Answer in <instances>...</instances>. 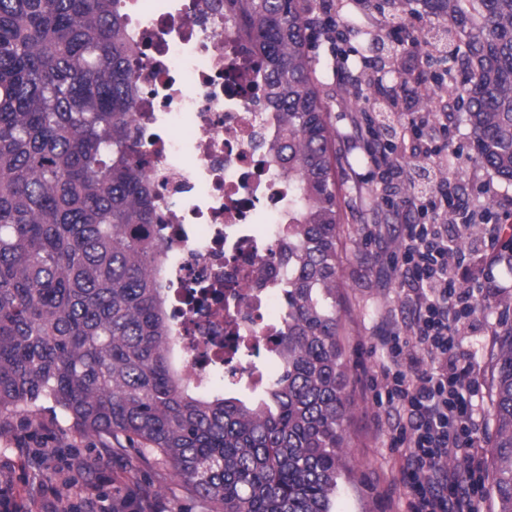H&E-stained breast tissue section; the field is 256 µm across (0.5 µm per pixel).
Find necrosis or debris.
<instances>
[{
    "mask_svg": "<svg viewBox=\"0 0 512 512\" xmlns=\"http://www.w3.org/2000/svg\"><path fill=\"white\" fill-rule=\"evenodd\" d=\"M137 102L132 130L177 263L169 274L182 335L205 378L224 344L245 341L237 375L259 383L286 298L269 250L285 234L291 187L272 159L281 115L266 73L224 0H120Z\"/></svg>",
    "mask_w": 512,
    "mask_h": 512,
    "instance_id": "1",
    "label": "necrosis or debris"
}]
</instances>
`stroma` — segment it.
<instances>
[{"label":"stroma","instance_id":"1","mask_svg":"<svg viewBox=\"0 0 512 512\" xmlns=\"http://www.w3.org/2000/svg\"><path fill=\"white\" fill-rule=\"evenodd\" d=\"M346 32L343 47L349 56L346 66L362 68L361 58L369 54L368 31L390 29L400 23L417 21L434 24L435 15L418 13L411 0H384L380 12L370 18H356ZM308 53L329 105L330 122L336 130V170L347 186L342 190L343 220L339 226L340 280L339 309L346 346L349 381L347 390L353 408L347 428L352 437L349 458L353 472L343 481L336 512H405L406 497L400 471L401 451L389 447L387 439L373 437L366 418L378 406L371 387V372L383 360L373 338L384 315L404 321L409 317L402 305L405 273L394 262L401 247L400 221L382 198L384 188L367 175L364 151L354 128L353 117L375 108L378 93L364 89L355 95L338 74L336 59L325 37L309 35ZM409 66L421 69L425 92L414 96V109L424 115L449 113L448 165L442 170L450 189L460 196L467 211L484 216L481 224H452L449 237L466 236L462 265L471 278L486 284L487 293L478 295L473 312L459 338V352L474 363L481 384L479 406L483 414L482 439L494 431L490 394L501 337L512 329V269L504 263H485V246L491 237L512 240V186L500 182L478 166L471 147L470 130L455 118V101L445 71L447 62L421 65L416 54L397 50L380 72L382 88L389 94L405 96L395 72ZM367 224H384V239L365 241ZM52 451L45 460L21 452L18 441ZM0 475L7 477L31 505H38L49 492L61 493L71 506H80L81 492L95 487L105 500H113L124 488L164 501L169 512H206L202 502L180 486L170 468L156 464L136 445L83 434L55 412L50 403L0 421ZM77 478L78 490H69L64 480Z\"/></svg>","mask_w":512,"mask_h":512}]
</instances>
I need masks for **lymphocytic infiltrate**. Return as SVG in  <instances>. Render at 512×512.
Listing matches in <instances>:
<instances>
[{
	"label": "lymphocytic infiltrate",
	"mask_w": 512,
	"mask_h": 512,
	"mask_svg": "<svg viewBox=\"0 0 512 512\" xmlns=\"http://www.w3.org/2000/svg\"><path fill=\"white\" fill-rule=\"evenodd\" d=\"M397 109L395 99H386L380 111L363 113L358 123L372 163L370 177L418 184L401 211L397 257L407 272L403 303L412 318L404 326L385 320L374 336V346L386 360L372 382L382 388L394 416L389 435L392 447L403 451L407 512H483L484 461L470 389L474 368L463 361L457 336L459 324L470 315L474 291L455 284L459 259L443 229L449 213L462 207L434 165L443 150L439 140L448 134V119L403 122L392 117ZM385 120L391 136L380 141L373 129ZM402 140L413 145V167L398 161ZM452 459L462 460V468L449 467Z\"/></svg>",
	"instance_id": "obj_1"
}]
</instances>
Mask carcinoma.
<instances>
[{
	"label": "carcinoma",
	"instance_id": "cac0c4a2",
	"mask_svg": "<svg viewBox=\"0 0 512 512\" xmlns=\"http://www.w3.org/2000/svg\"><path fill=\"white\" fill-rule=\"evenodd\" d=\"M463 76L478 165L512 183V0H422ZM283 114L294 195L276 370L249 391L190 357L169 312L172 243L132 131L118 0H0V416L49 402L83 432L169 466L207 512H333L352 402L336 294L335 138L306 45L311 0H224ZM485 481L512 512V330Z\"/></svg>",
	"mask_w": 512,
	"mask_h": 512
}]
</instances>
